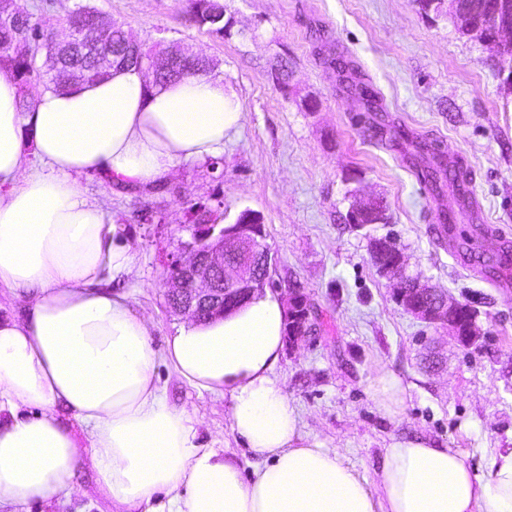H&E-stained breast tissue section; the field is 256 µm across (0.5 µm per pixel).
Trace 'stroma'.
Instances as JSON below:
<instances>
[{
    "mask_svg": "<svg viewBox=\"0 0 512 512\" xmlns=\"http://www.w3.org/2000/svg\"><path fill=\"white\" fill-rule=\"evenodd\" d=\"M93 2L145 46L162 40L202 52L243 114L217 161L181 166L162 186L84 180L139 242L118 288L154 319V347L181 322L165 278L170 254L193 240L198 207L226 224L250 209L264 219L272 292L301 289L312 307L313 334L284 350L276 368L305 433L338 449L371 484L395 439L453 448L480 472L511 448L512 251L481 240L488 230L512 238V104L493 50L416 0H224L235 21L224 39L190 25L184 0ZM336 59L373 89L382 127L341 84ZM455 169L468 174L470 205L448 180ZM352 188L386 202L376 233L404 253L408 274L475 308L483 333L475 346L395 301L366 236L348 220ZM438 205L455 209L452 238L467 240L471 256L439 236ZM158 374L170 404L203 415V442L250 471L253 458L230 428L229 396L198 393L164 367ZM73 481L70 499L29 512H111L92 470Z\"/></svg>",
    "mask_w": 512,
    "mask_h": 512,
    "instance_id": "obj_1",
    "label": "stroma"
}]
</instances>
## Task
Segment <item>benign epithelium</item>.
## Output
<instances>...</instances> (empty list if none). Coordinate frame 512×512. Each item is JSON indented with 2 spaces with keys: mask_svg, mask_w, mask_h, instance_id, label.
Segmentation results:
<instances>
[{
  "mask_svg": "<svg viewBox=\"0 0 512 512\" xmlns=\"http://www.w3.org/2000/svg\"><path fill=\"white\" fill-rule=\"evenodd\" d=\"M93 23L91 36L71 19L66 20L62 30L52 31L55 55L45 60V66L66 67L67 78L74 83L83 78L82 70L70 64L74 53L97 66L110 65L112 58L101 53L98 46L112 37V21L97 11ZM480 26L482 43L496 48L497 54L512 48V23L501 21L500 9L487 12ZM194 228V242L171 257L166 296L174 313L205 322L237 307L241 296L265 288L273 264L263 221L252 210L242 211L234 223L225 227H218L217 219L212 218ZM385 273L395 283V298L407 311L449 330L465 346H473L481 339L482 330L476 325L464 333L459 331L455 314L461 303L407 275L403 256L387 262ZM287 310L289 321L299 322L288 334V345L292 347L310 334L313 322L307 297L296 288L290 292Z\"/></svg>",
  "mask_w": 512,
  "mask_h": 512,
  "instance_id": "7a95c632",
  "label": "benign epithelium"
}]
</instances>
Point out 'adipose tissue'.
<instances>
[{"mask_svg": "<svg viewBox=\"0 0 512 512\" xmlns=\"http://www.w3.org/2000/svg\"><path fill=\"white\" fill-rule=\"evenodd\" d=\"M0 71V512L52 506L89 468L116 512H512V448L485 472L421 439L396 440L382 498L335 449L305 437L275 368L286 307L268 291L224 318L182 322L154 348L152 317L111 289L138 243L82 186L142 190L224 152L242 119L223 78L157 85L118 68L39 91L30 111ZM198 392L229 395L231 430L257 462L242 474L205 445L197 414L171 405L158 365Z\"/></svg>", "mask_w": 512, "mask_h": 512, "instance_id": "1", "label": "adipose tissue"}]
</instances>
